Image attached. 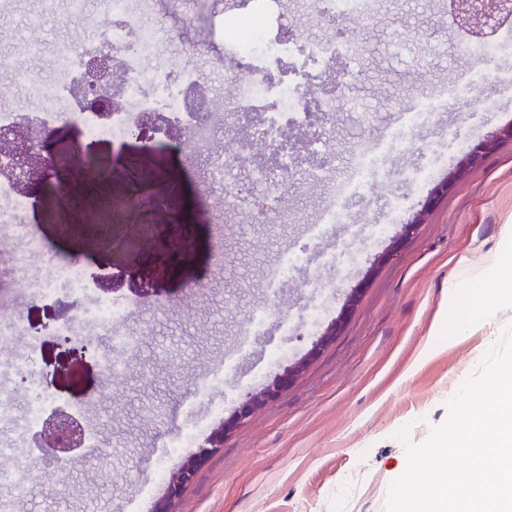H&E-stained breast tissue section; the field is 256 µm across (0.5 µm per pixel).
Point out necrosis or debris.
<instances>
[{
	"label": "necrosis or debris",
	"instance_id": "obj_1",
	"mask_svg": "<svg viewBox=\"0 0 512 512\" xmlns=\"http://www.w3.org/2000/svg\"><path fill=\"white\" fill-rule=\"evenodd\" d=\"M100 5V14L110 18V26L97 36L60 49L52 78L32 76L24 56L13 47L0 48V73L24 86L33 104L30 116L37 124L45 128L78 124L86 139L122 143L144 114L162 115L164 122L157 127V134L180 129L188 136L183 157L190 177L211 185L226 184L236 174L240 158L245 157L253 195L259 199L286 185L289 176L300 170L288 133L289 115L306 109L300 87L310 76H322L333 63L351 58V45L333 37L313 44L304 56L311 69L301 72L295 83L287 72L296 49L290 40L268 35L270 9H261L259 16L249 21L225 18L220 36L232 44L235 55L214 59L213 65L220 70L235 69L236 76L231 90L220 92L200 80L191 59L152 65L159 44L173 38L172 26L163 22L147 25L142 13L131 8L130 0H100ZM93 55L111 57L116 71L112 91L122 100L120 109L105 121L84 109L77 94L83 62ZM250 102L257 104V112H246ZM202 107L211 114L209 122L198 118ZM239 124L246 126L247 138L234 142L231 151L215 153L217 132ZM31 208L30 195L0 176V233L16 244L7 281L17 285L21 297L28 300L53 298L63 292L76 300L85 297L90 282L81 262L58 259L46 270L35 265V258L44 255L46 246L26 221Z\"/></svg>",
	"mask_w": 512,
	"mask_h": 512
}]
</instances>
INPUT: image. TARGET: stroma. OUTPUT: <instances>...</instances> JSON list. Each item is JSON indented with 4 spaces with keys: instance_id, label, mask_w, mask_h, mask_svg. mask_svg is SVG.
Segmentation results:
<instances>
[{
    "instance_id": "1",
    "label": "stroma",
    "mask_w": 512,
    "mask_h": 512,
    "mask_svg": "<svg viewBox=\"0 0 512 512\" xmlns=\"http://www.w3.org/2000/svg\"><path fill=\"white\" fill-rule=\"evenodd\" d=\"M84 3L74 16L69 0H14L0 12V39L23 42L28 17H40L41 46L28 67L51 73L59 48L93 30L97 0ZM181 10L189 20L179 39L160 46L159 59L193 52L204 75L221 81L209 65L230 51L217 36L218 0H186ZM283 13L297 44L329 33L302 0H284ZM473 39L451 23L448 0H379L359 31L356 60L335 68L353 71L372 110L337 113L327 128L325 176L290 180L273 224L249 222L239 209L219 226L198 212L192 255L170 275L157 276L156 258L136 249L111 269L104 249L46 223L50 187L34 192L27 220L48 248L42 267L73 257L90 281L115 273L119 297L146 280L154 291L112 335L92 332L96 350L82 357L54 332L71 297L38 302L36 369L60 403L85 405L95 454L70 464L63 496H49L33 468L24 494L0 482V512H149L166 493L150 467L165 441L202 421L205 431L181 454L206 449L210 431L233 418L244 393L302 358L308 364L287 390L235 424L223 447L207 450L174 512H386L390 485L407 466L397 430L408 427L409 441H424L512 326L508 299L489 321L471 322L474 284L460 265L465 257L502 267L512 256V142L457 168L512 123V56L476 57ZM397 129L402 139L391 140ZM377 152L384 158L374 178L347 201L349 223L311 236L333 178L353 157ZM455 170L447 194L429 201ZM413 171L428 177L411 180ZM417 214L422 224L402 237V222ZM350 250L356 261L343 264L339 256ZM290 256L302 265L278 281L274 271ZM355 288L360 298L344 312ZM315 309L321 316L313 326ZM340 315L339 334L319 345ZM105 354L123 359L117 378H107Z\"/></svg>"
}]
</instances>
